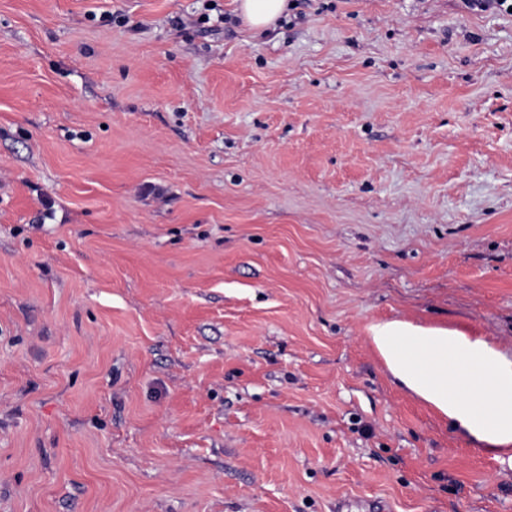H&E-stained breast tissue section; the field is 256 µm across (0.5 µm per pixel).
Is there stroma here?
<instances>
[{
  "mask_svg": "<svg viewBox=\"0 0 512 512\" xmlns=\"http://www.w3.org/2000/svg\"><path fill=\"white\" fill-rule=\"evenodd\" d=\"M391 319L512 357V13L0 0V512H512ZM243 21L261 31L270 27L288 8V0H235Z\"/></svg>",
  "mask_w": 512,
  "mask_h": 512,
  "instance_id": "1",
  "label": "stroma"
}]
</instances>
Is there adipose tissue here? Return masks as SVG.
I'll return each mask as SVG.
<instances>
[{
    "instance_id": "adipose-tissue-1",
    "label": "adipose tissue",
    "mask_w": 512,
    "mask_h": 512,
    "mask_svg": "<svg viewBox=\"0 0 512 512\" xmlns=\"http://www.w3.org/2000/svg\"><path fill=\"white\" fill-rule=\"evenodd\" d=\"M368 331L398 385L477 442L512 449V358L454 329L385 320Z\"/></svg>"
}]
</instances>
